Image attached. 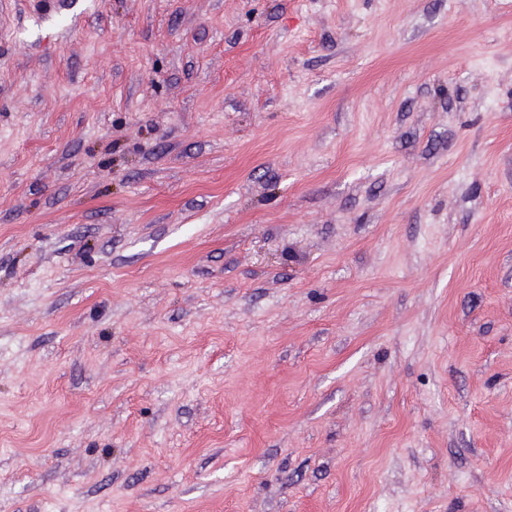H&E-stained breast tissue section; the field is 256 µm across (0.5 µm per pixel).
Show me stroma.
Instances as JSON below:
<instances>
[{"instance_id": "stroma-1", "label": "stroma", "mask_w": 512, "mask_h": 512, "mask_svg": "<svg viewBox=\"0 0 512 512\" xmlns=\"http://www.w3.org/2000/svg\"><path fill=\"white\" fill-rule=\"evenodd\" d=\"M0 512H512V0H0Z\"/></svg>"}]
</instances>
